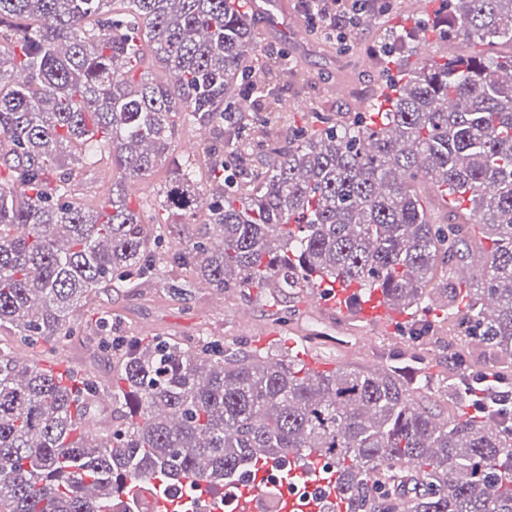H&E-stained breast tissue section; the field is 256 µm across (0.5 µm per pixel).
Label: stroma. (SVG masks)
Returning a JSON list of instances; mask_svg holds the SVG:
<instances>
[{
  "label": "stroma",
  "mask_w": 512,
  "mask_h": 512,
  "mask_svg": "<svg viewBox=\"0 0 512 512\" xmlns=\"http://www.w3.org/2000/svg\"><path fill=\"white\" fill-rule=\"evenodd\" d=\"M287 3L296 28L304 31L303 38H296L293 31L275 33L269 17L257 8L252 11L253 29L264 45L286 53L304 75L281 92L282 98L303 103V111L286 115L298 123L320 108L344 119L365 111L372 92L399 69L414 68L427 55L512 53L507 44L477 45L427 30L428 20L443 11L444 0H390L386 9H370L350 34L346 51L316 32L304 17L300 0ZM199 142L197 129H177L176 149L165 165L147 179L126 183L131 207L147 216L157 211L162 189L182 160H191L198 179H207L211 161ZM100 311L111 315L117 336L161 335L191 341L204 334L220 340L226 351L255 348L273 358L302 338L310 342L309 356L355 368L376 367L409 349L405 328L394 321L349 320L339 310L312 306L304 296L284 306L257 288L245 297L231 290L220 294L195 287L183 301L171 299L158 281L135 291H99L77 309L75 316L85 329L72 345L60 348L57 362L73 370L92 371L102 382L110 376V356L102 345V333L86 324ZM462 349L469 351L475 366L499 363L493 352L464 336L454 322L444 320L436 324L430 343L422 349L428 358L427 374L434 379L447 377L449 355Z\"/></svg>",
  "instance_id": "35a3bbf8"
}]
</instances>
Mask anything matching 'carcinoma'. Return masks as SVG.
Here are the masks:
<instances>
[{
  "instance_id": "obj_1",
  "label": "carcinoma",
  "mask_w": 512,
  "mask_h": 512,
  "mask_svg": "<svg viewBox=\"0 0 512 512\" xmlns=\"http://www.w3.org/2000/svg\"><path fill=\"white\" fill-rule=\"evenodd\" d=\"M0 0L16 31L0 55V326L49 353L0 346V503L8 512H180L200 481L246 487L270 459L299 454L336 474L332 512H512V389L470 408L471 366L457 358L455 410L427 400L411 357L365 371L317 373L288 353H225L200 336H114L108 387L119 424L91 399L97 384L45 364L79 334L73 312L101 288H139L159 266L223 293L266 288L284 304L324 279L378 289L413 315L430 309L440 265L484 258L476 282L450 283L447 314L512 360V55L428 56L350 123L329 112L272 140L276 80L298 79L252 32L240 0ZM435 28L512 43V0H446ZM171 82L137 77L146 59ZM267 82L256 88L251 73ZM264 99L251 110L250 95ZM180 126L201 131L210 178L178 165L146 224L124 184L175 151ZM266 143L258 157L249 150ZM106 153L119 183L84 208L76 182ZM432 181L448 222L430 220L416 186ZM428 319L409 322L411 342ZM76 411L81 426L72 422Z\"/></svg>"
}]
</instances>
